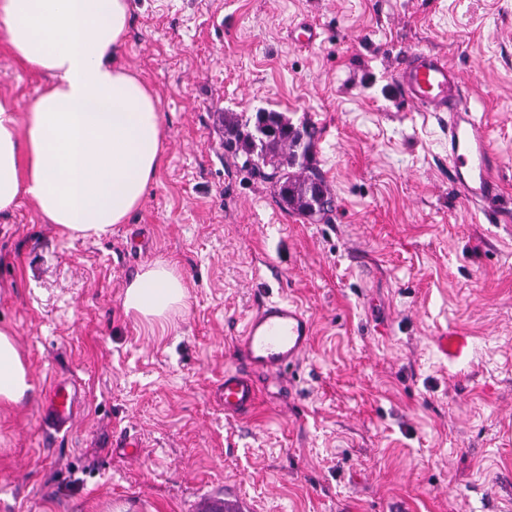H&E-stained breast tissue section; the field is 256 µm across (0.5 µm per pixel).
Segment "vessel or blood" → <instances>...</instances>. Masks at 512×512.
I'll return each mask as SVG.
<instances>
[{"mask_svg":"<svg viewBox=\"0 0 512 512\" xmlns=\"http://www.w3.org/2000/svg\"><path fill=\"white\" fill-rule=\"evenodd\" d=\"M396 83L408 104L425 112L447 113L448 160L456 190L466 203L495 207L500 200V161L471 110L456 70L437 54L420 51L397 70ZM312 337V320L299 305H262L235 340V366L224 371L225 416L250 413L259 399L256 374L286 380L305 359ZM46 403L53 427L70 426L77 411L75 385H54Z\"/></svg>","mask_w":512,"mask_h":512,"instance_id":"vessel-or-blood-1","label":"vessel or blood"}]
</instances>
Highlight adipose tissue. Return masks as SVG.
<instances>
[{
  "instance_id": "adipose-tissue-1",
  "label": "adipose tissue",
  "mask_w": 512,
  "mask_h": 512,
  "mask_svg": "<svg viewBox=\"0 0 512 512\" xmlns=\"http://www.w3.org/2000/svg\"><path fill=\"white\" fill-rule=\"evenodd\" d=\"M128 0H0V41L49 84L25 112L0 99V211L32 199L46 223L101 239L126 223L160 167L157 98L119 62ZM187 285L156 262L128 283L123 305L161 323L186 305ZM11 333L0 330V406L30 390Z\"/></svg>"
}]
</instances>
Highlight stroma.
Listing matches in <instances>:
<instances>
[{"mask_svg":"<svg viewBox=\"0 0 512 512\" xmlns=\"http://www.w3.org/2000/svg\"><path fill=\"white\" fill-rule=\"evenodd\" d=\"M122 62L155 93L163 161L109 238H71L31 200L0 213V329L31 391L0 408V512H512V0H130ZM317 27L309 48L291 28ZM455 66L502 164L496 213L466 205L448 122L400 95L403 60ZM0 42V96L44 85ZM314 129L336 200L283 207L224 155L221 115ZM164 261L187 305L167 326L123 306ZM315 322L290 382L224 415V366L261 305ZM468 339L445 357L442 332ZM84 397L68 430L42 405ZM142 437L139 458L114 433ZM47 422L53 427L66 426L73 422L77 411L76 384H56L46 396Z\"/></svg>","mask_w":512,"mask_h":512,"instance_id":"35a3bbf8","label":"stroma"}]
</instances>
